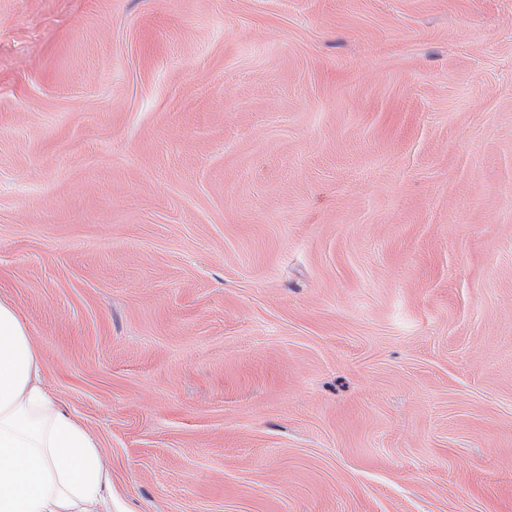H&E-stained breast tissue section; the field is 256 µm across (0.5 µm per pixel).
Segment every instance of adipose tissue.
Returning <instances> with one entry per match:
<instances>
[{
	"mask_svg": "<svg viewBox=\"0 0 512 512\" xmlns=\"http://www.w3.org/2000/svg\"><path fill=\"white\" fill-rule=\"evenodd\" d=\"M112 479L87 429L43 387L16 307L0 302V512H108Z\"/></svg>",
	"mask_w": 512,
	"mask_h": 512,
	"instance_id": "obj_1",
	"label": "adipose tissue"
}]
</instances>
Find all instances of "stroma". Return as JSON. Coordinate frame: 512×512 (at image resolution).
Here are the masks:
<instances>
[{"instance_id":"stroma-1","label":"stroma","mask_w":512,"mask_h":512,"mask_svg":"<svg viewBox=\"0 0 512 512\" xmlns=\"http://www.w3.org/2000/svg\"><path fill=\"white\" fill-rule=\"evenodd\" d=\"M0 300L112 512H512V0H0Z\"/></svg>"}]
</instances>
